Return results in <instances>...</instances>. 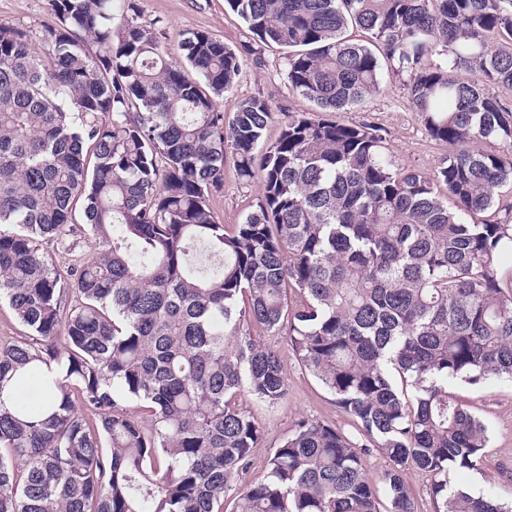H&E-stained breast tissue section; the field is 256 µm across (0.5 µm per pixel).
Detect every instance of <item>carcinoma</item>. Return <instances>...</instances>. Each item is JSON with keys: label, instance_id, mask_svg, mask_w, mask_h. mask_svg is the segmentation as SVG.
I'll use <instances>...</instances> for the list:
<instances>
[{"label": "carcinoma", "instance_id": "obj_1", "mask_svg": "<svg viewBox=\"0 0 512 512\" xmlns=\"http://www.w3.org/2000/svg\"><path fill=\"white\" fill-rule=\"evenodd\" d=\"M227 2L291 49L288 82L320 112L380 93L389 64L447 165L400 168L377 129L310 112L255 165L272 106L219 109L242 57L203 31L169 56L136 0H50L37 43L0 22V300L26 330L0 343V512H417L410 470L435 512H512L448 487L489 443L448 382H512V0ZM228 155L260 191L230 226L210 206ZM78 203L98 249L58 266L43 244ZM282 332L380 475L302 419L237 487L262 438L239 398L287 395L263 343ZM27 374L44 401L8 404ZM407 480L412 489L418 512H434L435 504L426 478L410 470L407 474Z\"/></svg>", "mask_w": 512, "mask_h": 512}]
</instances>
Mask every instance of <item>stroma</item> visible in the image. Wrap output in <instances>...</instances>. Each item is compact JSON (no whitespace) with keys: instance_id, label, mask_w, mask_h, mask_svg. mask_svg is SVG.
<instances>
[{"instance_id":"1","label":"stroma","mask_w":512,"mask_h":512,"mask_svg":"<svg viewBox=\"0 0 512 512\" xmlns=\"http://www.w3.org/2000/svg\"><path fill=\"white\" fill-rule=\"evenodd\" d=\"M137 4L140 23H155L165 29L164 46L168 53L177 54L182 33L205 31L243 57L235 86L224 94L219 105L229 116L245 99L267 100L273 114L263 144H270L279 136L289 116L309 110V103L292 93L288 86L284 66L286 48L259 42L226 0H137ZM0 21L37 35L45 26L54 24L55 18L49 0H0ZM337 118L349 124L379 127L395 162L401 166L431 174L448 159L447 146L426 135L420 117L408 105L402 77L396 76L390 67L382 69L379 94L338 113ZM258 198L257 184L239 179L233 160H226L224 186L211 197L216 220L223 224L243 223L255 209ZM265 342L277 351L284 365L288 394L272 407L248 395L240 400L241 406L254 416L263 435L245 475L249 481L265 473L269 449L276 447L299 419L319 421L350 436L357 433L351 416L298 364L286 335L269 336ZM448 389L465 408L484 421L490 437L480 470L461 475V483L477 495L492 488L505 496L512 494V384L492 377L477 388L455 381Z\"/></svg>"}]
</instances>
